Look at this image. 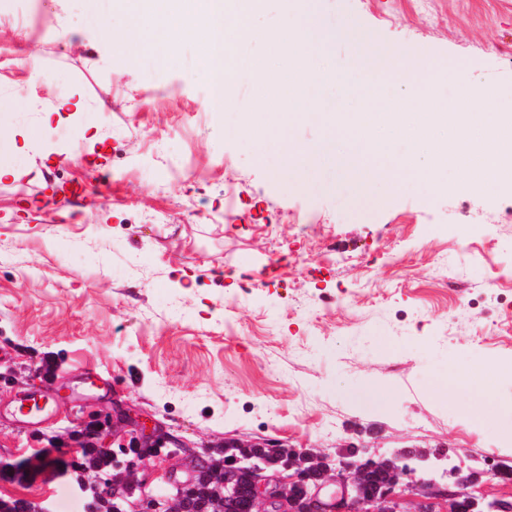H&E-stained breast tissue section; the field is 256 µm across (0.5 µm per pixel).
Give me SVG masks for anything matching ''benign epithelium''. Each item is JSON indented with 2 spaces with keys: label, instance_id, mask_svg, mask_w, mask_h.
Here are the masks:
<instances>
[{
  "label": "benign epithelium",
  "instance_id": "7a95c632",
  "mask_svg": "<svg viewBox=\"0 0 512 512\" xmlns=\"http://www.w3.org/2000/svg\"><path fill=\"white\" fill-rule=\"evenodd\" d=\"M132 428L131 437L124 449L128 455L124 467L114 474L84 480L80 490L90 499L92 507L106 501L112 512H183L181 491L192 487L198 465L206 463L207 448H190L170 435L149 416L129 410L115 415L107 413L103 419H93L80 430V442L90 444L101 452L113 448L103 438L111 427ZM271 449L269 466L255 467L250 472L246 489L245 512H407L404 497L409 494L416 500L413 512H486L494 505L497 512H512V500L495 498L479 502L467 488L477 476L458 470L454 481L439 484L423 471L388 469L383 486L376 492L366 490L373 464L357 458L359 447L351 446L348 459L333 465L330 459L306 448H290L281 452L276 441L266 444ZM150 458L174 460L188 472L183 482H170V487L160 490L140 475ZM221 487L228 492L238 488V461H228L219 469Z\"/></svg>",
  "mask_w": 512,
  "mask_h": 512
}]
</instances>
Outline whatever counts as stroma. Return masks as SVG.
Listing matches in <instances>:
<instances>
[{"label":"stroma","instance_id":"stroma-1","mask_svg":"<svg viewBox=\"0 0 512 512\" xmlns=\"http://www.w3.org/2000/svg\"><path fill=\"white\" fill-rule=\"evenodd\" d=\"M317 4L329 29L355 21L402 58L463 63L464 81L512 111V0H432L427 14L417 0ZM93 19L89 0H0V136L30 138L0 180V371L16 378L0 402L77 390L86 368L103 385L34 430L0 417V457L32 461L0 497L87 512L71 434L115 407L194 448L441 452L499 471L477 498L512 496V187L473 194L450 165L436 197L379 183L361 213L324 163L321 188L291 189L270 173L287 154L252 124L253 61L281 67L266 41L242 43L230 104L204 112L202 34L132 59L127 17L105 31ZM31 53L51 89L20 66ZM76 98L83 113L43 128ZM115 99L123 109L99 111ZM449 368L472 380L437 397ZM486 395L496 413L473 419Z\"/></svg>","mask_w":512,"mask_h":512}]
</instances>
